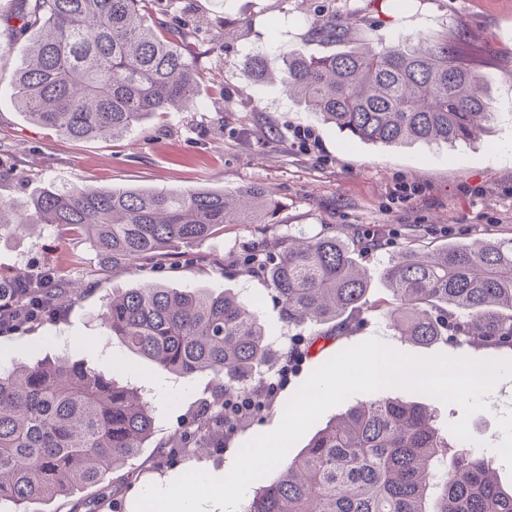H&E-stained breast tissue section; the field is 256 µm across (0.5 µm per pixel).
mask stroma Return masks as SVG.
I'll list each match as a JSON object with an SVG mask.
<instances>
[{"instance_id": "obj_1", "label": "stroma", "mask_w": 512, "mask_h": 512, "mask_svg": "<svg viewBox=\"0 0 512 512\" xmlns=\"http://www.w3.org/2000/svg\"><path fill=\"white\" fill-rule=\"evenodd\" d=\"M192 28H223L221 45L207 49L187 40L185 51L203 71L199 110H170L146 117L126 136L74 140L32 122L18 109L14 72L29 36L0 25V199L14 213L28 212L41 187L126 186L176 191L199 186L233 190L258 184L282 205L277 223L228 224L203 242L179 248L159 271L110 270L96 274L87 241L56 226L20 228L0 236V273L51 269L81 282L80 293L42 322L0 335V367L17 361L63 357L111 371L122 384L142 389L154 408L155 436L126 467L128 479L108 489L87 488L70 498L29 504V512H134L144 489L172 484L189 471L224 477L239 449L270 432L284 407L310 374L342 350L375 337L412 356L512 358L511 349H481L438 342L419 345L396 336L376 313L364 312L356 332L319 341L307 355L282 362L293 333L283 327L280 304L257 278L234 261L261 238L383 230L380 246L363 258L374 275L370 299L384 296L378 273L397 247L419 239L432 250L456 241L512 239V0H180ZM348 26L351 40L389 43L405 37L447 33L449 43L475 48L472 65L484 77L496 117L476 140L451 147L416 142L395 146L360 142L288 98L279 80L251 75L254 58L272 68L297 49L323 51L313 32L329 16ZM312 129L319 146L300 152L291 131ZM424 186L420 196L390 200L399 181ZM224 267H215V260ZM150 281L171 288L231 291L255 306L269 334L275 387L270 407L226 433L219 448L201 456H165L159 441L179 434L200 407L215 398L212 377L182 379L106 336L98 319L111 293ZM485 410L467 419L503 489L512 488V378L499 380Z\"/></svg>"}]
</instances>
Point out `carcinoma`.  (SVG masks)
<instances>
[{
  "mask_svg": "<svg viewBox=\"0 0 512 512\" xmlns=\"http://www.w3.org/2000/svg\"><path fill=\"white\" fill-rule=\"evenodd\" d=\"M18 32L39 31L14 74V98L31 121L72 139L117 138L147 116L194 105L200 72L183 52L179 0H15ZM347 27L326 20L319 36L340 42ZM289 96L361 142L396 145L475 140L494 117L483 78L448 34L316 54L299 49L282 67ZM281 210L261 185L235 191L112 188L42 190L30 212L0 233L50 224L85 236L101 268H159L172 249L226 224H274ZM373 230L270 244L243 260L281 300L287 328L309 330L307 348L348 335L367 305ZM387 295L374 310L398 334L427 345L442 339L512 347V239L449 243L424 252L409 243L381 271ZM44 297L32 274H0V301ZM109 335L156 368L211 375L206 405L174 443L172 456L212 448L224 430V402L250 412L269 405L255 385L267 363L268 333L229 291L180 290L151 282L112 295L100 314ZM154 433L152 409L135 388L104 370L65 360L0 369V505L14 512L51 502L108 476ZM425 405L381 398L349 408L297 456L283 459L247 502V512H512V492L488 460L456 451Z\"/></svg>",
  "mask_w": 512,
  "mask_h": 512,
  "instance_id": "1",
  "label": "carcinoma"
}]
</instances>
